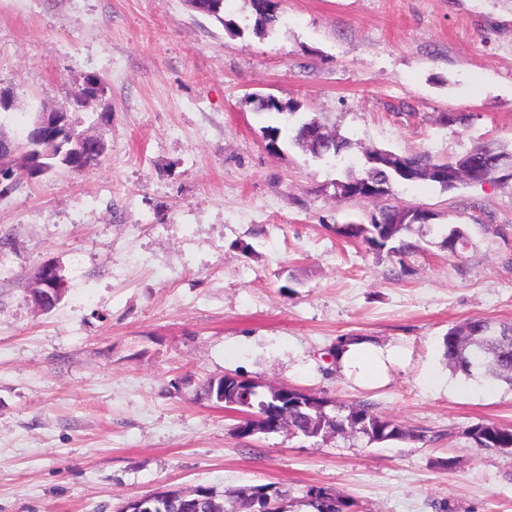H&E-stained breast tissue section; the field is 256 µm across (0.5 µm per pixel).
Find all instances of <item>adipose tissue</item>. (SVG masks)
I'll list each match as a JSON object with an SVG mask.
<instances>
[{"label": "adipose tissue", "mask_w": 512, "mask_h": 512, "mask_svg": "<svg viewBox=\"0 0 512 512\" xmlns=\"http://www.w3.org/2000/svg\"><path fill=\"white\" fill-rule=\"evenodd\" d=\"M408 357L405 349L383 344L368 336L343 338L334 353L338 372L365 388H378L389 381V372Z\"/></svg>", "instance_id": "obj_1"}]
</instances>
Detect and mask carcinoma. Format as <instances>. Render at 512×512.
<instances>
[{
    "label": "carcinoma",
    "mask_w": 512,
    "mask_h": 512,
    "mask_svg": "<svg viewBox=\"0 0 512 512\" xmlns=\"http://www.w3.org/2000/svg\"><path fill=\"white\" fill-rule=\"evenodd\" d=\"M204 14L219 22H224V0H199ZM255 12V26L263 29L276 20V3L274 0H251ZM103 91V84L92 79L77 89L67 100L63 110L82 106L84 97L97 95ZM256 111L261 113L296 114V107L291 102H282L272 97L266 101H256ZM324 128L317 119L302 120L291 128L290 140L293 145L311 154L319 160L340 156L348 147L349 141L335 133L317 130ZM365 161L362 173L345 180L335 182L336 194L349 198L366 199L380 189L375 200L391 195L393 186L401 182H411V177L418 181H430L444 190L456 188L465 181L458 174L457 160H435L424 153L400 156L402 169L395 171L384 164ZM384 206L379 216L369 224L354 221L334 225L336 234L344 239L365 244L372 249H382L397 240L399 245L391 251L400 256L409 255L416 250V245L399 238L409 224L387 223V211ZM448 256L459 257L469 247L471 238L463 227H453L444 239ZM444 355L449 366L467 377L484 372L491 377L512 386V323L496 322L486 317L475 316L452 326L444 336ZM251 391L252 407H243L245 416L238 419L234 431L239 437L251 436L254 420L249 414L258 415L265 408L275 415L279 427L288 435L303 436L307 439L324 440L330 436H347L365 438L369 443L387 441L427 443L426 431L410 428L402 422L375 412L365 403H351L336 406L327 398L317 396L301 389L288 390L271 388L260 390V385L242 382L238 376L224 374L206 379L201 386L203 399L219 404V396H224V407L231 408V403ZM472 447L478 450H498L512 448V426L495 422H478L465 431ZM248 487H243L231 494L216 492L205 497L197 495L194 499L175 498L162 504L161 512H246L244 496ZM307 505L312 512H344L353 506V502L339 495H332L331 490L320 488L307 491Z\"/></svg>",
    "instance_id": "obj_1"
}]
</instances>
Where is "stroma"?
<instances>
[{
	"label": "stroma",
	"instance_id": "obj_1",
	"mask_svg": "<svg viewBox=\"0 0 512 512\" xmlns=\"http://www.w3.org/2000/svg\"><path fill=\"white\" fill-rule=\"evenodd\" d=\"M276 2L259 32L250 0H224L220 21L185 0H0V90L18 106L0 132L94 77L103 93L68 118L105 141L93 168L0 198V512H119L160 488L269 483L288 488V512H308L313 487L353 512H512V453L465 435L512 425V387L485 395L443 356L452 325L512 322V237L486 230L512 225V178L396 184L390 204L434 214L404 232L421 246L406 259L330 230L377 211L333 187L366 152L512 149V0ZM257 94L348 138L345 162L286 140L269 152L262 129L284 118L258 113ZM458 225L472 246L454 259L442 240ZM49 261L67 291L44 312L27 287ZM356 335L410 360L384 387L357 386L331 362ZM430 370L460 393L426 383ZM226 373L364 401L434 439H240L199 395Z\"/></svg>",
	"mask_w": 512,
	"mask_h": 512
}]
</instances>
